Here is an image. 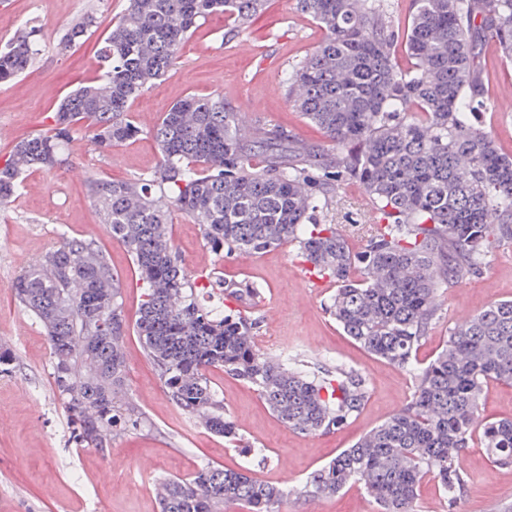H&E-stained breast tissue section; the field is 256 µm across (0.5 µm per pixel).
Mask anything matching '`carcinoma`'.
<instances>
[{
  "label": "carcinoma",
  "mask_w": 512,
  "mask_h": 512,
  "mask_svg": "<svg viewBox=\"0 0 512 512\" xmlns=\"http://www.w3.org/2000/svg\"><path fill=\"white\" fill-rule=\"evenodd\" d=\"M265 0H126L98 51L97 76L61 100L44 132L16 142L0 165V207L33 167L67 163L72 140L91 133L102 150L135 139L130 104L177 63L199 22L222 13L243 30ZM399 66L384 0H299L324 30L288 76V100L325 133L333 165L302 158L283 128L247 124L224 98L189 95L153 129L161 151L146 179L92 178L90 202L132 256L144 288L136 332L169 399L233 443L242 439L207 372L220 368L258 391L278 420L304 434L345 425L366 397L356 370L273 359L254 343L256 321L198 301V283L168 235L169 207L201 225L218 256L284 243L336 283L327 306L364 350L416 374L412 399L352 447L311 473L299 492L333 496L361 481L380 512H417V490L435 479L448 500L464 485L461 462L480 435L492 464H512V419L482 420L491 381H512V300L458 320L435 358L414 353L444 288L478 275L492 249L512 243V157L474 115L487 107L482 41L512 62V0H413ZM97 24L85 14L61 33L66 48ZM35 26L0 48V83L19 78L40 52ZM266 151L262 167L253 148ZM355 179L383 223L354 254L334 224L317 221L325 195ZM19 305L44 329L51 378L74 442L99 452L143 424L125 391L127 322L119 279L93 242L58 240L15 278ZM210 294L236 301L255 289L208 279ZM288 489L207 465L159 484L161 512H281Z\"/></svg>",
  "instance_id": "obj_1"
}]
</instances>
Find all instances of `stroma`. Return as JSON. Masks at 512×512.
<instances>
[{
	"mask_svg": "<svg viewBox=\"0 0 512 512\" xmlns=\"http://www.w3.org/2000/svg\"><path fill=\"white\" fill-rule=\"evenodd\" d=\"M122 8L123 0H7L0 6V46L23 24L42 26L35 63L19 79L0 83V163L20 138L49 128L64 95L96 76L97 41ZM89 11L98 18L94 34L59 50L57 31ZM323 37L298 0H266L262 12L239 32L231 31L223 15L209 16L182 45L177 65L132 102L129 115L141 129L136 139L102 153L87 133H80L71 144L68 166L26 173L27 185L43 182L42 193L30 194L26 186L0 209V344L16 356L13 373L0 376V512H160L157 480L185 478L207 464L245 470L259 481L288 487L284 512H378L359 483L333 496L295 493L310 473L405 406L415 390L412 372L366 353L326 313L335 284L306 286V271L290 243L260 253L218 256L206 245L200 225L180 211L171 213L169 233L188 273L246 281L257 288V297L236 308L257 319L255 344L262 353L326 368L343 364L366 378V400L348 424L304 434L281 423L253 387L223 370H210L211 383L242 436L264 451V461H255L189 419L167 396L134 329L143 299L136 267L102 224L85 189L90 178L134 180L153 173L160 151L151 131L174 103L190 94L223 97L248 123L284 128L292 140L316 154L327 152L323 131L292 108L286 95L289 71ZM481 58L491 100L479 120L503 153L512 156V111L500 103L503 91L512 86V66L502 63L490 40ZM372 207L355 181L343 182L329 205L325 220L340 225L352 252L367 243L369 227L360 215ZM61 231L94 241L121 280L129 326L127 391L147 423L117 437L105 454L73 441L50 377L48 340L19 306L12 288L18 273ZM507 299H512V244L494 250L482 275L444 291L441 309L416 352L418 366L435 356L458 319ZM463 468L466 486L456 502H448L430 479L420 487L418 512H503L512 505V466H493L476 441L463 458Z\"/></svg>",
	"mask_w": 512,
	"mask_h": 512,
	"instance_id": "stroma-1",
	"label": "stroma"
}]
</instances>
